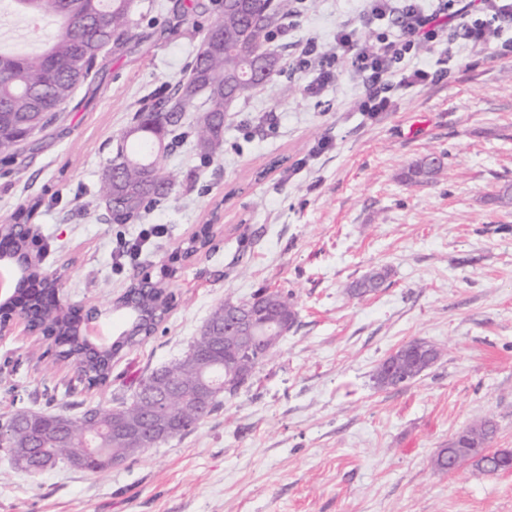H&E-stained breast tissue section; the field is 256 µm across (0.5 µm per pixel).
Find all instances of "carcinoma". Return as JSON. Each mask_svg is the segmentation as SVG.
<instances>
[{
  "label": "carcinoma",
  "instance_id": "carcinoma-1",
  "mask_svg": "<svg viewBox=\"0 0 512 512\" xmlns=\"http://www.w3.org/2000/svg\"><path fill=\"white\" fill-rule=\"evenodd\" d=\"M6 13L31 17L37 25L46 17L56 20V31L42 49L13 54L0 50V163H14L30 145L34 131L50 126L59 112L72 98L75 88L92 73L99 49L109 44L117 50L136 47L147 36L137 29L135 15L137 0H6L0 7ZM200 3L178 4L176 26L194 20ZM295 0H253L252 9L241 14L224 4V15L218 17L202 32L199 51L192 63L190 77L177 85L169 99L149 105L137 113L129 129L117 135L120 183L112 177L102 178L99 197L112 214L114 221L127 224L138 220L142 212L172 191L173 181L158 165V157L168 150L170 141L182 124L184 114L194 111L197 96L203 94L204 108L195 117L196 149L205 159L218 156L224 145V112L236 101L244 99L259 86L279 87V95L288 97L295 92L292 85L278 86L281 73L279 58L266 45L274 29L294 12ZM233 37L232 45L224 48L212 43V33L218 27ZM443 164H434L424 156L411 170L409 181L423 183L439 174ZM387 278V271L374 269L352 284L351 293L357 296L372 294ZM274 308L294 326L298 312L291 297L277 291L263 292L249 300L237 303L240 310L255 317V334L265 336L269 327L261 316L270 299ZM146 308H166L164 287L144 290L134 288L129 298L117 301V310L126 312L128 301ZM57 356L76 367L80 379L88 386L106 383L112 370V358L121 351L126 341L119 338L110 352H94L87 348L77 334L75 321L67 316L53 320ZM444 352L413 340L389 356L395 374L409 382L432 367ZM267 355L243 361L230 353L219 352L216 362L206 370L216 383L229 381L228 390L212 397L206 415L224 406V401L235 397L252 379ZM174 383L187 396L194 391L197 379L195 366L186 356L152 371L138 383L134 399L116 409L88 408L81 414L82 423L68 422L66 437L54 433L52 413H35L30 417L15 412L0 424L7 437L0 451L11 454L28 441L42 445L41 454L54 466L67 463L72 457L96 449L95 467L103 469L112 458H127L125 449L112 441V415L121 412L129 417L149 414L153 405L141 396V391L158 383L159 379ZM498 431L497 423L488 418L476 426L463 429L441 448L433 459L434 469L446 472L448 460L469 459L486 474L496 475L509 466L512 448L487 451Z\"/></svg>",
  "mask_w": 512,
  "mask_h": 512
}]
</instances>
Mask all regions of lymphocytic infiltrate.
Returning <instances> with one entry per match:
<instances>
[{
    "instance_id": "f902f5d3",
    "label": "lymphocytic infiltrate",
    "mask_w": 512,
    "mask_h": 512,
    "mask_svg": "<svg viewBox=\"0 0 512 512\" xmlns=\"http://www.w3.org/2000/svg\"><path fill=\"white\" fill-rule=\"evenodd\" d=\"M368 2L371 14L377 17L396 15L399 37L375 36L371 49L366 50L356 48L352 32L343 29L336 34V46L346 54L353 74L367 84L360 108L372 115L390 111L393 106L391 98L379 90L383 77L397 78L399 85L406 88L423 85L428 80L427 71L404 63L415 44L443 42L453 26L462 39L482 46L497 39L500 22L512 20V0H443L431 12L423 11L417 0H403L399 5L394 0ZM474 7L481 17L472 21L468 15Z\"/></svg>"
}]
</instances>
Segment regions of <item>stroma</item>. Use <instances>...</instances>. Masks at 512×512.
Here are the masks:
<instances>
[{"instance_id":"35a3bbf8","label":"stroma","mask_w":512,"mask_h":512,"mask_svg":"<svg viewBox=\"0 0 512 512\" xmlns=\"http://www.w3.org/2000/svg\"><path fill=\"white\" fill-rule=\"evenodd\" d=\"M131 52L104 49L65 112L34 150L0 165V223L30 208L48 248L44 269L64 268L62 299L110 306L144 273L173 272L175 301L153 336L112 361L110 381L83 388L75 369L40 358L23 329L0 336V420L18 410L66 415L115 408L143 375L178 357L212 310L259 289L290 294L294 327L249 385L191 432L92 472L66 464L14 471L0 454V512H512V471L471 462L434 470L433 457L463 428L493 418L496 448H512V25L472 48L412 50L410 65L442 81L403 88L387 79L391 111L369 116L346 63L324 91L304 92L303 44L334 46L341 27L394 35V19L366 20L365 0H296L268 42L278 100L255 90L224 118L220 157L195 148L192 115L161 159L171 193L141 222L119 224L97 189L117 133L143 107L167 100L190 73L198 29L224 0H201L196 27H176V0H141ZM437 153L444 168L405 175ZM214 248L184 258L211 215ZM166 233L140 259L114 260L142 224ZM388 276L357 297L354 281ZM446 354L416 380L380 390L376 366L408 341ZM386 278L385 269H374L352 284L351 293L357 296L372 294L384 284Z\"/></svg>"}]
</instances>
